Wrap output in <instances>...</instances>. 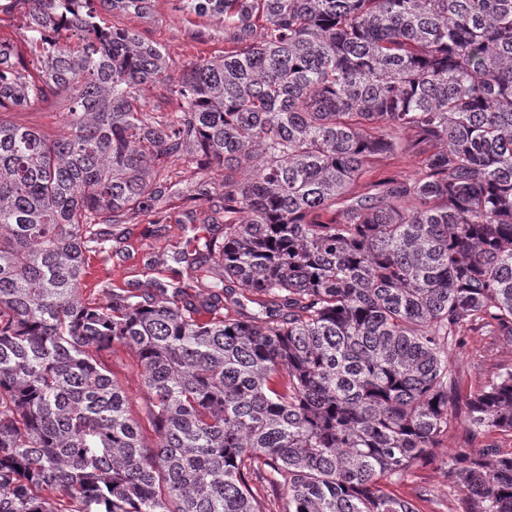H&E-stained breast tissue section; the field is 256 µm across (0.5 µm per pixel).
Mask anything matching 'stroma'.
I'll return each instance as SVG.
<instances>
[{"label": "stroma", "mask_w": 512, "mask_h": 512, "mask_svg": "<svg viewBox=\"0 0 512 512\" xmlns=\"http://www.w3.org/2000/svg\"><path fill=\"white\" fill-rule=\"evenodd\" d=\"M112 25L137 30L148 41L161 44L169 59V77L166 82L146 87L143 96L146 110L157 121L172 120L178 103L170 92L171 83L177 82L185 64L200 59L222 56L228 42L224 26L218 22L199 18L180 8L178 0H155L150 14L115 15ZM67 97L57 94L25 109H11L1 114L12 123L38 128L45 136L55 138L65 131ZM402 138L408 144L405 151L370 158L351 190L356 194L371 192L375 185L388 178H413L424 159L434 150L433 145L417 144L413 131H405ZM165 173L183 188L182 196L171 198L156 213L137 216L127 223L109 226V237L102 248L86 255L89 271L85 291L100 296L103 289L116 292H140L152 282L166 281L186 289L193 301L206 296L212 277L220 264L210 260L200 269H188L198 248L205 240L221 235L217 224L193 221L195 212L207 208L209 202L218 201L224 194V171L220 168L201 174L194 160L170 159ZM205 182L208 199H188L189 190L198 182ZM105 367L122 385L128 398L130 411L141 424L146 439L154 432L148 419L146 396L140 378L137 360L132 352L117 348L103 359ZM512 363V346L505 342H491L480 333L463 336L451 356V364L463 393H470L490 377L499 366ZM425 487L430 495L418 501L419 512H455L456 503L448 496V477L444 469L428 465L416 469L408 480L394 485L400 496H411L413 490Z\"/></svg>", "instance_id": "1"}]
</instances>
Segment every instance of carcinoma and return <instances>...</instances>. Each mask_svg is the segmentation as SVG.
<instances>
[{
	"label": "carcinoma",
	"instance_id": "cac0c4a2",
	"mask_svg": "<svg viewBox=\"0 0 512 512\" xmlns=\"http://www.w3.org/2000/svg\"><path fill=\"white\" fill-rule=\"evenodd\" d=\"M179 2L231 47L163 124L162 45L100 17L152 0H0L34 44L19 68L0 42V112L70 102L55 139L0 118V512H272L267 485L279 512H418L389 485L434 463L457 512H512V456L441 451L461 415L512 434V365L463 402L449 364L468 332L512 345V0ZM406 130L438 146L420 174L350 194ZM183 157L224 169L193 265L226 285L84 296L101 225L178 194L157 165ZM105 367L122 385L128 398L130 411L140 421L147 440L154 438L152 425L146 409V395L141 384L140 370L132 352L118 347L114 353L103 359Z\"/></svg>",
	"mask_w": 512,
	"mask_h": 512
}]
</instances>
